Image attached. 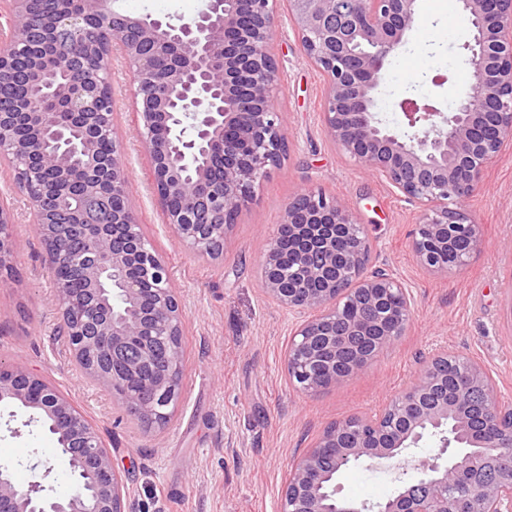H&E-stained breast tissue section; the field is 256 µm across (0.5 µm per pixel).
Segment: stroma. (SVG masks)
Listing matches in <instances>:
<instances>
[{
    "instance_id": "1",
    "label": "stroma",
    "mask_w": 512,
    "mask_h": 512,
    "mask_svg": "<svg viewBox=\"0 0 512 512\" xmlns=\"http://www.w3.org/2000/svg\"><path fill=\"white\" fill-rule=\"evenodd\" d=\"M205 0H117L131 16L179 24L194 19ZM420 23L392 57L376 94L377 114L403 132L393 109L408 82L440 109L466 89L462 45L468 32L458 0H419ZM273 46L278 104L288 150L272 168L224 240L217 258L182 246L166 224L153 190L149 155L136 136L134 76L113 53V121L120 133L130 183V207L159 257L169 266L184 316L180 398L165 426L145 429L109 387L77 364L60 334L53 273L35 225L30 199L0 159V207L12 216L14 284L0 288V364L41 375L99 429L126 487V512H277L290 462L331 422L378 410L400 393L434 353L447 349L477 359L492 375L502 402L512 403V151L491 166L464 200L481 226L468 264L445 274L422 268L411 247L417 207L350 159L328 136L322 118L323 73L305 55L286 5L275 14ZM444 77L434 85V77ZM308 186L344 199L363 224L371 260L410 289L406 331L361 374L315 394L298 392L285 369L295 318L262 286L261 261L284 204ZM0 409V465L17 484L48 480L67 493L62 465L52 473L56 440ZM343 496L381 502L396 487L391 467L354 465L338 478Z\"/></svg>"
}]
</instances>
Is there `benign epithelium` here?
Masks as SVG:
<instances>
[{"label":"benign epithelium","instance_id":"benign-epithelium-1","mask_svg":"<svg viewBox=\"0 0 512 512\" xmlns=\"http://www.w3.org/2000/svg\"><path fill=\"white\" fill-rule=\"evenodd\" d=\"M469 33L468 84L443 112L404 97L411 135L387 128L374 113V94L389 58L418 19L417 0H288V14L306 56L326 80L323 122L330 139L363 169L379 176L421 217L412 239L420 264L448 272L457 237L480 244V225L457 204L479 187L486 170L512 149V0H459ZM276 0H209L193 20L180 25L122 14L114 0H86L83 14H63L55 26L80 31L88 18L114 20L113 41L133 69L140 125L137 136L153 165L154 188L177 240L202 257L216 255L255 189L287 150L275 89L278 66L272 52ZM85 76L79 93L59 101L92 128L112 130V194L130 196L109 80L112 41L86 43ZM97 167L94 141L38 123L19 143L0 124V155L42 154L47 138ZM182 197L179 210L168 197ZM293 235L292 257L282 254V229ZM81 247H69L39 227L52 269L82 273L95 303L74 314L69 289L56 285L67 340L81 367L106 383L138 417L157 426L169 419L180 396L183 315L165 263L156 255L131 208L112 225H73ZM15 240L10 215L0 210V288L15 280ZM266 293L301 315L286 353L289 381L305 393L340 385L362 373L406 330L411 295L384 267H371L364 226L338 196L309 187L288 200L262 259ZM127 307L103 301L107 287ZM167 345L168 369L150 375L132 394L128 380L142 359ZM141 345L140 357L128 348ZM457 359L438 353L418 377L374 415L352 416L323 429L293 459L279 512H512V405L497 398L492 376L476 360L462 363L465 390L453 402L439 390V370ZM485 396L475 422L469 398ZM28 414L24 425L48 427L57 459L71 479L64 496L23 488L0 466V512H125L124 486L99 430L42 377L20 367L0 366V404ZM438 452L406 457L424 437ZM403 457L393 496L371 504L338 495L341 471L359 462L382 464Z\"/></svg>","mask_w":512,"mask_h":512}]
</instances>
